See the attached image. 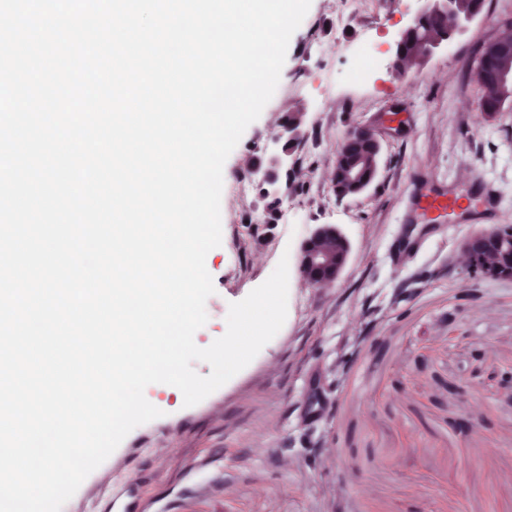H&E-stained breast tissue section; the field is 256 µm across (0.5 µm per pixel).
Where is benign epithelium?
Returning a JSON list of instances; mask_svg holds the SVG:
<instances>
[{
    "instance_id": "obj_1",
    "label": "benign epithelium",
    "mask_w": 512,
    "mask_h": 512,
    "mask_svg": "<svg viewBox=\"0 0 512 512\" xmlns=\"http://www.w3.org/2000/svg\"><path fill=\"white\" fill-rule=\"evenodd\" d=\"M441 15L453 23V31H460L476 13L462 15L458 11V0H431V6L420 14L409 33H417L427 18ZM495 92L481 98L480 106L485 112L498 111L503 102L512 94V70L498 71L492 80ZM512 249V228L494 227L482 231L462 245V253L469 272L485 277L512 278V268L498 263L487 264L485 258L501 248ZM351 252V244L345 234L334 224L320 225L301 245L299 271L310 283L318 286L334 283L345 268Z\"/></svg>"
}]
</instances>
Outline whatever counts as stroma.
<instances>
[{
  "label": "stroma",
  "instance_id": "obj_1",
  "mask_svg": "<svg viewBox=\"0 0 512 512\" xmlns=\"http://www.w3.org/2000/svg\"><path fill=\"white\" fill-rule=\"evenodd\" d=\"M311 0L279 85L227 158L222 244L206 256L215 292L198 329L205 348L243 300L289 259L286 321L239 373L187 407L146 387L163 415L132 430L62 512H512V278L469 273L464 240L512 226V102L479 107L484 46L512 0L481 12L414 69L396 43L426 0ZM298 114L302 136L283 133ZM381 143L359 195L331 171L352 129ZM459 198L424 213L422 196ZM287 223H262L275 209ZM335 224L351 243L335 283L299 272L303 241ZM465 381V396L453 384ZM471 417L460 434L456 421Z\"/></svg>",
  "mask_w": 512,
  "mask_h": 512
}]
</instances>
